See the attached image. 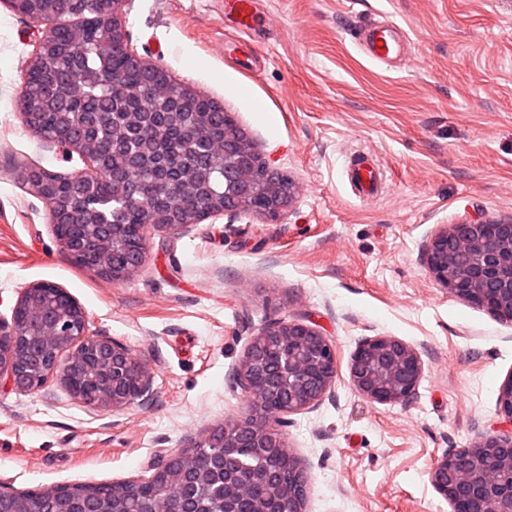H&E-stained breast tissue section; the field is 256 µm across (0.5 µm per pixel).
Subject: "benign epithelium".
I'll list each match as a JSON object with an SVG mask.
<instances>
[{
    "label": "benign epithelium",
    "mask_w": 512,
    "mask_h": 512,
    "mask_svg": "<svg viewBox=\"0 0 512 512\" xmlns=\"http://www.w3.org/2000/svg\"><path fill=\"white\" fill-rule=\"evenodd\" d=\"M70 257L79 255L96 262L105 278L126 279L136 264L110 268L123 240L116 225L95 227L85 240L57 237ZM423 262L433 279L448 292L475 306L512 319V221H465L439 227L426 242ZM47 289L60 297V305L46 326L38 350L24 340L21 311L42 315L36 294ZM277 336L290 345L288 355L266 359L276 389L249 375L262 358L260 342ZM423 375L419 352L394 336H368L357 343L349 365L352 387L365 399L379 404H406L417 395ZM338 376L336 351L319 330L301 320L266 322L250 338L232 383L245 395L251 416L222 424L199 440L163 456L152 467V480L169 490L164 512H188L181 498L185 489L209 484V472L224 466V458L237 447L236 439L250 448L278 449L281 458L295 465V487L288 489V512L297 489L303 487L304 470L287 448L283 437L266 440L275 426H283L285 414L318 405L332 394ZM6 378L19 392L43 390L48 378L60 382L74 397L95 407L114 410L153 401L151 368L126 344L89 327L84 309L63 288L48 282L27 286L12 309L10 319L0 317V379ZM498 411L512 423V375L498 390ZM435 490L448 500L453 512H512V429L478 434L468 448H449L429 472ZM251 482L224 481V512H240L250 501ZM11 512H49L24 493L0 485V503Z\"/></svg>",
    "instance_id": "obj_1"
}]
</instances>
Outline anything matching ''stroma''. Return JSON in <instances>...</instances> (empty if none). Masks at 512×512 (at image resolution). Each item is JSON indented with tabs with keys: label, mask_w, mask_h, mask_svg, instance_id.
I'll use <instances>...</instances> for the list:
<instances>
[{
	"label": "stroma",
	"mask_w": 512,
	"mask_h": 512,
	"mask_svg": "<svg viewBox=\"0 0 512 512\" xmlns=\"http://www.w3.org/2000/svg\"><path fill=\"white\" fill-rule=\"evenodd\" d=\"M270 22L240 36L224 0H129L132 47L213 98L271 170L294 182L277 219L211 216L148 229L137 272L115 283L61 250L46 203L18 172L75 173L78 150L47 146L18 106L43 27L0 0V315L38 282L64 288L91 329L147 359L155 397L121 410L55 386L52 399L0 384V483L20 492L147 478L161 456L244 414L231 389L253 334L302 318L335 345L332 396L294 414L288 448L306 468L303 512H451L429 470L445 449L506 428L498 389L512 374V320L441 288L422 249L443 224L512 219V0H257ZM387 15L412 50L372 61L356 31ZM242 40L249 67L224 58ZM386 179L368 201L348 157ZM364 336L421 354L409 404L350 384Z\"/></svg>",
	"instance_id": "obj_1"
}]
</instances>
